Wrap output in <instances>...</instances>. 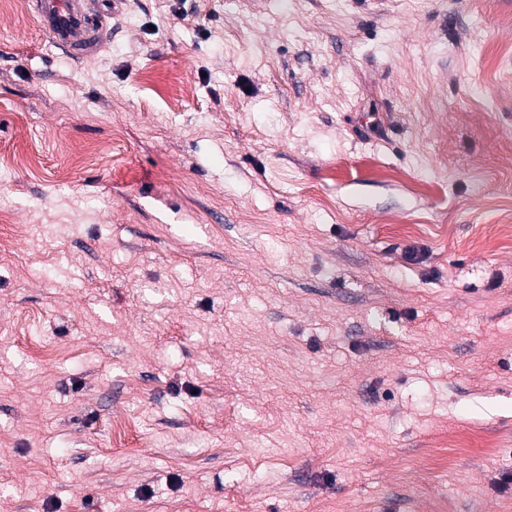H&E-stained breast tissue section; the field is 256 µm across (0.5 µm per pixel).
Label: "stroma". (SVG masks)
<instances>
[{
    "instance_id": "stroma-1",
    "label": "stroma",
    "mask_w": 512,
    "mask_h": 512,
    "mask_svg": "<svg viewBox=\"0 0 512 512\" xmlns=\"http://www.w3.org/2000/svg\"><path fill=\"white\" fill-rule=\"evenodd\" d=\"M99 10L0 0V512H512V0ZM37 16L52 43L66 53L87 56L98 35L90 27L92 0H36Z\"/></svg>"
}]
</instances>
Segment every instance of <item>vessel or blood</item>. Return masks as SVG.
Returning a JSON list of instances; mask_svg holds the SVG:
<instances>
[{
	"instance_id": "1",
	"label": "vessel or blood",
	"mask_w": 512,
	"mask_h": 512,
	"mask_svg": "<svg viewBox=\"0 0 512 512\" xmlns=\"http://www.w3.org/2000/svg\"><path fill=\"white\" fill-rule=\"evenodd\" d=\"M37 16L52 43L66 53L86 56L98 40L89 23L93 0H35Z\"/></svg>"
}]
</instances>
